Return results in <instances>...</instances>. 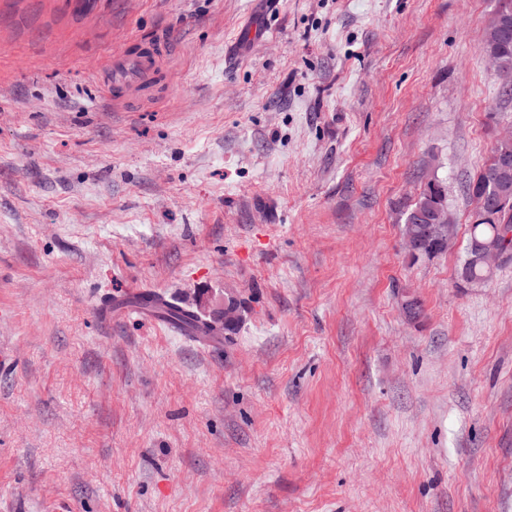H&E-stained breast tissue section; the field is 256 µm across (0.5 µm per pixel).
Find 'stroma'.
<instances>
[{
	"instance_id": "35a3bbf8",
	"label": "stroma",
	"mask_w": 512,
	"mask_h": 512,
	"mask_svg": "<svg viewBox=\"0 0 512 512\" xmlns=\"http://www.w3.org/2000/svg\"><path fill=\"white\" fill-rule=\"evenodd\" d=\"M498 6L0 0V512H512V261L459 277ZM434 180L455 238L415 257ZM139 290L240 321L97 316ZM164 53L161 43L146 42L137 51L113 54L102 74L104 93L114 104L125 105L130 95L145 89L155 78ZM448 188L443 183L431 182L427 189L411 205L407 212L404 224H410L409 230L405 236L406 245L412 252L421 250V231L425 230L434 239H428L421 255L435 256L443 253L451 245L453 239V222L446 207ZM433 203L445 206H439L435 210L434 224L427 220H422L417 224V214H424L429 211ZM441 243L447 244L443 245Z\"/></svg>"
}]
</instances>
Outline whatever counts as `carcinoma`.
Here are the masks:
<instances>
[{"label":"carcinoma","instance_id":"cac0c4a2","mask_svg":"<svg viewBox=\"0 0 512 512\" xmlns=\"http://www.w3.org/2000/svg\"><path fill=\"white\" fill-rule=\"evenodd\" d=\"M489 25L499 29V36L494 41L484 40L483 51L495 58L500 69V77L504 81L503 88L512 89V0H499V7L492 16ZM512 193V141H500L494 148L491 159L485 164L470 184L469 191L476 201V211L486 210L492 218L479 223L470 224L464 258L470 257L471 243L475 240H491L499 234V228L512 233V211L493 212L494 200L501 189ZM448 188L440 182H432L427 189L411 205L405 223H416L417 215L429 211L432 204H446ZM137 304L158 318L180 328L190 337L207 339L211 334L215 338H223L224 331L236 328L234 322L220 324L216 321L201 322L190 309H186L175 300H165L153 292L142 294Z\"/></svg>","mask_w":512,"mask_h":512}]
</instances>
